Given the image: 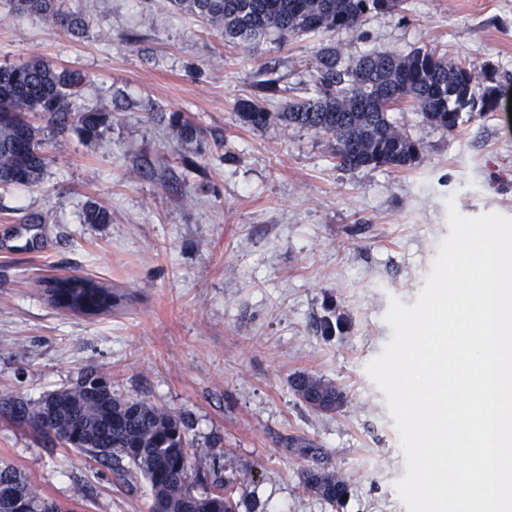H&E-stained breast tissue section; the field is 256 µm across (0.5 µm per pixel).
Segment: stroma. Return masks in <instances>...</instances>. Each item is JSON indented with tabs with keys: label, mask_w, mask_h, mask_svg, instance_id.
Masks as SVG:
<instances>
[{
	"label": "stroma",
	"mask_w": 512,
	"mask_h": 512,
	"mask_svg": "<svg viewBox=\"0 0 512 512\" xmlns=\"http://www.w3.org/2000/svg\"><path fill=\"white\" fill-rule=\"evenodd\" d=\"M69 5L87 18L83 36L0 0V63L37 57L81 74L78 109L105 117L98 139L51 136L39 185L0 186V396L35 401L94 371L186 416L202 468L248 472L239 512H407L399 433L366 366L392 337L390 299L414 305L426 284L450 233L447 198L466 216H512V0H409L331 34L348 60L435 47L496 89L494 111L462 113L452 131L394 111L422 145L415 164L351 171L327 136L254 130L235 113L264 66L279 80L272 110L313 95L321 38L243 49L164 0ZM159 109L203 131L201 168L177 186L163 176L187 147ZM91 201L111 223H81ZM70 274L112 287L119 304L97 317L55 308L40 280ZM300 373L341 388L343 406H304L290 387ZM289 434L321 446L349 486L342 507L304 488L312 462L281 447ZM1 459L73 512H149L151 490L126 462L68 450L2 409Z\"/></svg>",
	"instance_id": "1"
}]
</instances>
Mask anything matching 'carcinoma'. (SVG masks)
Instances as JSON below:
<instances>
[{"label":"carcinoma","instance_id":"carcinoma-1","mask_svg":"<svg viewBox=\"0 0 512 512\" xmlns=\"http://www.w3.org/2000/svg\"><path fill=\"white\" fill-rule=\"evenodd\" d=\"M408 0H169L176 11L196 17L221 31L224 41L250 48L275 35L286 41L308 34L329 35L356 30L372 11L400 13ZM22 13L42 15L69 34L85 29L87 20L68 7L67 0H13ZM315 94L291 100L280 112L265 103L276 96L277 80L259 81L257 99L236 103L239 121L261 130L281 125L315 131L332 140L336 166L403 169L415 163L421 145L397 127L390 112L410 106L421 122L455 129L463 112H492V88H478L471 69L453 63L433 48H415L405 54L374 50L356 60L342 58L336 45L316 51ZM78 78L40 59L0 66V185L30 187L41 183L48 164L47 129L75 127L86 140L98 138L103 114L79 112L75 96ZM49 116L51 125L31 121ZM168 128L180 142H200L201 131L178 112L168 117ZM111 214L89 202L85 224H108ZM50 302L64 310L88 316L112 311L120 296L92 278L66 276L45 282ZM296 395L312 400L314 411L338 409L342 399L336 385L313 375L296 377ZM13 421L49 431L81 454L101 461L125 460L129 474L148 482L150 512H239L246 480L210 475L193 463L190 426L183 415L145 401L125 398L112 389L107 377L90 372L72 387L49 393L36 402L10 398L5 402ZM283 447L305 458L322 456L315 441L299 436L281 438ZM307 490L332 507L341 506L347 485L335 473L312 467L303 473ZM63 512L30 478L12 464L0 463V512Z\"/></svg>","mask_w":512,"mask_h":512}]
</instances>
